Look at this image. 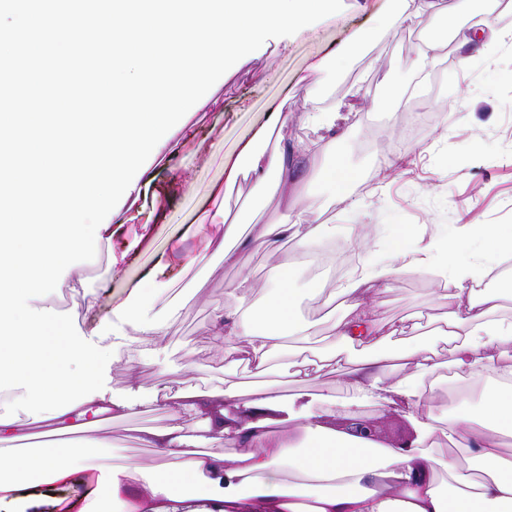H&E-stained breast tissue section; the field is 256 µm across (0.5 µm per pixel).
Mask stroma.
<instances>
[{
    "label": "stroma",
    "mask_w": 512,
    "mask_h": 512,
    "mask_svg": "<svg viewBox=\"0 0 512 512\" xmlns=\"http://www.w3.org/2000/svg\"><path fill=\"white\" fill-rule=\"evenodd\" d=\"M490 0H470L465 11L439 13L427 28L395 25L383 40L370 42L364 55L351 59L334 74L321 78L310 67L362 29L383 16L389 0H343L340 12L296 34L268 39L255 52L217 81L211 92L224 107L202 105L189 116L194 136L179 142L162 162L149 169L151 185L145 195L124 212L123 223L112 227L111 249H100L93 260L81 263L87 289L95 297L93 312L76 323L78 334L96 341L100 325L117 333L127 324L113 316L114 306L134 288L148 287L141 298L142 310L162 318L166 302L182 293V310L170 320L167 334L157 345L154 363L144 365L134 348L115 349L106 368V383L116 395H124L128 381H136L134 402L154 400L152 412L109 420L91 428L92 440L111 441L117 457L133 456L144 462L155 459L153 449L142 447L143 429L171 424L201 427L205 419L192 412H170L158 398L165 387L175 386L176 375L166 364L190 367L188 382L222 421L212 448L225 453L238 446L241 424L261 423L288 429L309 413L322 425L342 431L349 418L372 420L381 442L390 445L416 443L421 421L408 413L371 399L354 401L350 388L341 383L333 367L324 368L311 380L293 384L290 366L302 356L329 348L327 329L343 308L332 295L336 281L308 277L298 271L294 285L296 318L319 323L321 334L295 343L290 352L276 356L268 378L277 384V404L257 408L247 397L221 398L225 382L249 385L253 373L242 366L227 367L224 351L211 334L212 315L224 303V290L240 278H249L247 301L253 307L264 302L263 285L282 266L295 259L292 242L268 237L266 231L286 211L284 189L257 195L251 178H237L226 185L225 167L257 145L260 133L272 123L273 110L287 103L288 139L301 145L322 137V130L302 122L307 95H316L322 106L359 98L362 111L356 123L344 128V159L356 170L343 196L311 194L314 211L331 230L322 246L338 261H345L351 239L346 228L364 225L367 242L389 239L400 229L428 225L435 235L448 234L459 224L512 225V44L498 48L484 63L455 66L458 56L455 32L494 18L512 24V11L489 12ZM443 40V50L428 60L420 82L411 84L394 109L383 107L386 87L406 77V64L419 45L432 37ZM308 74L309 86L297 87L296 78ZM223 186L225 210L236 217L252 208V222L243 236L239 263L203 252L204 229L210 196ZM121 255L118 267L109 268V253ZM322 289L331 303L316 304L310 289ZM374 317L401 328L420 316L425 329L443 324L448 303L428 275L412 270L400 273L389 286L375 289L368 299ZM323 393L354 402L351 413L329 412L320 401ZM89 488L87 473L75 474L66 484L45 487L47 504L38 512H78L80 498Z\"/></svg>",
    "instance_id": "1"
}]
</instances>
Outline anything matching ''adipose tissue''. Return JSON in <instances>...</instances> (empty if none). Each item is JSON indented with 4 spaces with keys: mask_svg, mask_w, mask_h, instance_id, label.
Segmentation results:
<instances>
[{
    "mask_svg": "<svg viewBox=\"0 0 512 512\" xmlns=\"http://www.w3.org/2000/svg\"><path fill=\"white\" fill-rule=\"evenodd\" d=\"M395 4L393 18L374 19L366 32L316 63V71L340 69L350 56L361 53L367 38L385 36L392 21L431 25L437 0H395ZM508 42H512L511 27L487 23L459 32V59L466 63L489 59ZM356 114L354 105L341 102L330 112L316 98H309L303 119L325 130V137L301 148L290 144L285 133L288 116L278 114L262 133L263 139H277V148L251 150L244 164L229 172L233 182L241 170H248L262 191L274 183L290 186L286 215L272 231L306 255H314L315 244L329 228L308 210L301 188L312 180L340 194L354 179V171L342 161L336 127ZM205 221L206 248L225 264L236 265L241 227L250 223V211L228 219L224 191L219 188L212 193ZM476 242L486 244V251L473 252ZM379 250L388 254V262L366 259L360 276L337 290L344 313L331 325L336 344H358L364 357L354 362L331 351L297 362L292 376L300 383L325 363L336 362L344 383L362 397L397 402L430 419L421 447L365 442L321 425L311 414L297 426L294 439L253 426L240 452L231 458L220 451H204V444L212 440L210 430L200 428L190 435L181 425L149 429L141 441L155 449V463L133 457L116 462L110 444H86L81 417L91 409L125 418L132 410L97 396L74 408L76 421L66 429L41 432L31 450L0 454V505L27 512V488L64 483L87 470L92 488L80 512H233L242 501L259 505L261 512H512V316L503 313V293L482 285L495 263L512 255V225L463 224L450 238L427 236L421 227L401 232ZM409 270L429 271L441 278L447 288L448 318L431 332L428 343L409 342L397 350L389 344L385 324L372 316L368 297L375 285H389L397 274ZM294 274L287 267L271 281L261 313L247 308L235 287L225 290L223 306L214 310L213 336L223 346L225 360L250 365L260 377L249 388L255 406H269L277 399L274 384L265 379L272 357L286 348L289 337L308 331L289 311ZM441 342L453 346L457 375L484 384L479 401L458 394L460 412L452 416L439 402L421 398L426 377L438 369L432 349ZM443 419L448 422L449 440L460 454L475 460V467L459 469L429 451L435 425ZM92 456L99 463L90 467L86 461ZM443 473L448 476L444 484L439 481Z\"/></svg>",
    "mask_w": 512,
    "mask_h": 512,
    "instance_id": "obj_1",
    "label": "adipose tissue"
}]
</instances>
